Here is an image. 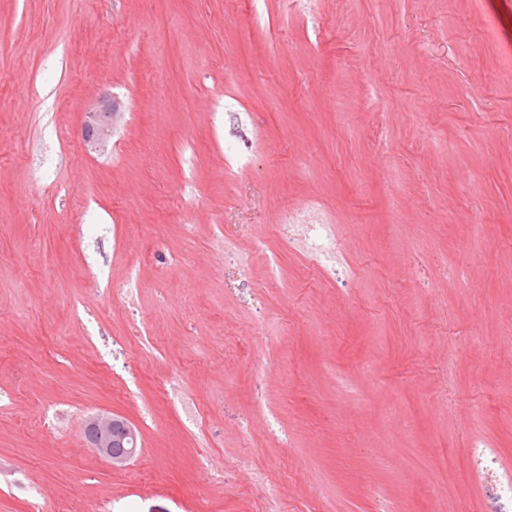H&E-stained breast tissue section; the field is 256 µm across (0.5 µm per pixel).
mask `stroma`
<instances>
[{
  "label": "stroma",
  "mask_w": 512,
  "mask_h": 512,
  "mask_svg": "<svg viewBox=\"0 0 512 512\" xmlns=\"http://www.w3.org/2000/svg\"><path fill=\"white\" fill-rule=\"evenodd\" d=\"M477 438L512 469V0H0V512H512ZM112 101L106 100L94 112H88V121L86 124L87 142L91 147H100L111 135L115 118L118 114ZM338 225L327 224L316 210L299 212L288 209L280 224H274L275 236L288 251L305 254L333 280L347 273ZM83 434L88 447L115 469L125 467L139 451L137 427L117 414L106 412L89 417ZM471 461L473 467L479 469L484 476L485 483L491 486L501 498H509L512 501V477L503 476L498 468V463L493 455L483 448L479 442L470 446Z\"/></svg>",
  "instance_id": "stroma-1"
}]
</instances>
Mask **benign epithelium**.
I'll return each mask as SVG.
<instances>
[{"label":"benign epithelium","instance_id":"7a95c632","mask_svg":"<svg viewBox=\"0 0 512 512\" xmlns=\"http://www.w3.org/2000/svg\"><path fill=\"white\" fill-rule=\"evenodd\" d=\"M116 116V107L110 100L88 113L86 136L92 147L103 145L111 135ZM83 434L88 447L115 469L125 467L139 451L137 427L117 414L106 412L89 417Z\"/></svg>","mask_w":512,"mask_h":512}]
</instances>
